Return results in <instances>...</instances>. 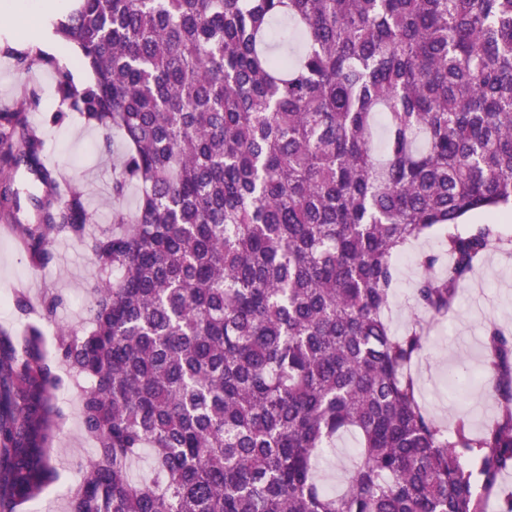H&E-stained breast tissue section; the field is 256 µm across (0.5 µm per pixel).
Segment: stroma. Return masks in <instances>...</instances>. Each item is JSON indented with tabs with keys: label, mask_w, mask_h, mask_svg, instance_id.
Wrapping results in <instances>:
<instances>
[{
	"label": "stroma",
	"mask_w": 512,
	"mask_h": 512,
	"mask_svg": "<svg viewBox=\"0 0 512 512\" xmlns=\"http://www.w3.org/2000/svg\"><path fill=\"white\" fill-rule=\"evenodd\" d=\"M24 18L11 14L0 16V109L8 110L18 103L24 92L39 95L37 108L28 117L44 140V151L53 163L67 170L71 182L81 188L89 210L95 216L92 231L110 227L115 208L130 211L135 207L138 190L130 188L124 201L112 197V178L119 171L125 154L118 133L85 125L77 113L63 109L56 93V65L68 68L75 89H82L92 75L81 65L77 52L55 39L48 18H41V29L33 37L19 40L11 30L24 25ZM30 48L41 50L52 58V65H37L24 70L17 66V52ZM438 249V239H420L397 261V281L388 316L394 330H402L411 316L408 298L420 276L418 258L421 253ZM52 264L42 267L31 262L19 240L0 237V327L24 329L29 321L15 304V294L22 285L32 286L40 296H60L55 321L45 328L44 347L53 351L58 329L80 331L86 327L87 307L93 298L100 271L83 242L57 239ZM496 322L512 330V257L501 253L487 255L481 268L463 285L454 313L442 321L427 320L428 348L416 371L423 384V400L429 412L445 425H452L461 409L483 407L482 416L474 418L476 429L492 420L494 407L488 396L478 390L452 391L444 382L448 366L456 360L470 362L474 370H482L483 358L475 350L488 322ZM60 378L56 405L63 413L51 454L59 478L40 499L27 504L23 512H68V496L80 481L81 465L93 457V445L87 441L81 424L82 393L63 362H55ZM356 460V438L347 433L336 441L334 453L322 454L317 467L329 489L343 487L345 469Z\"/></svg>",
	"instance_id": "obj_1"
}]
</instances>
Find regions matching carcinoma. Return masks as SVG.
<instances>
[{
  "mask_svg": "<svg viewBox=\"0 0 512 512\" xmlns=\"http://www.w3.org/2000/svg\"><path fill=\"white\" fill-rule=\"evenodd\" d=\"M93 81L62 103L126 146L134 210L93 223L61 193L27 119L0 112V215L36 264L60 236L105 275L57 355L90 381L94 456L69 512H489L512 472V332L482 336L493 423L448 427L411 367L421 320L387 317L395 261L438 233L414 308L455 310L512 205V0H79L52 23ZM382 127L375 149L376 127ZM42 326L0 328V512L58 478L63 418ZM358 460L330 493L315 462L345 432ZM151 448L159 479L130 461Z\"/></svg>",
  "mask_w": 512,
  "mask_h": 512,
  "instance_id": "obj_1",
  "label": "carcinoma"
}]
</instances>
